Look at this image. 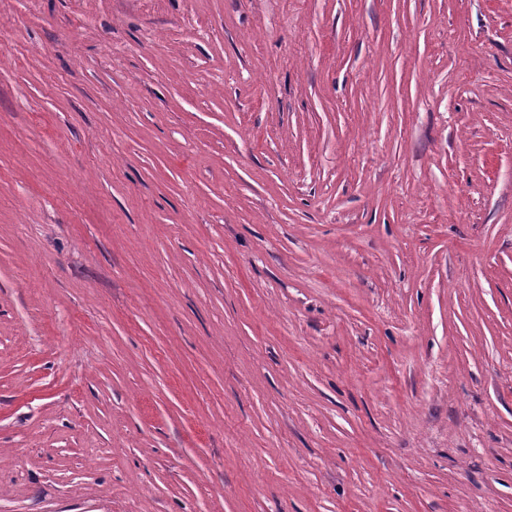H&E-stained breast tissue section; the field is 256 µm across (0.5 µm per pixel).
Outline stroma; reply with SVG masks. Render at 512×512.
Masks as SVG:
<instances>
[{
  "label": "stroma",
  "instance_id": "35a3bbf8",
  "mask_svg": "<svg viewBox=\"0 0 512 512\" xmlns=\"http://www.w3.org/2000/svg\"><path fill=\"white\" fill-rule=\"evenodd\" d=\"M0 512H512V0H0Z\"/></svg>",
  "mask_w": 512,
  "mask_h": 512
}]
</instances>
